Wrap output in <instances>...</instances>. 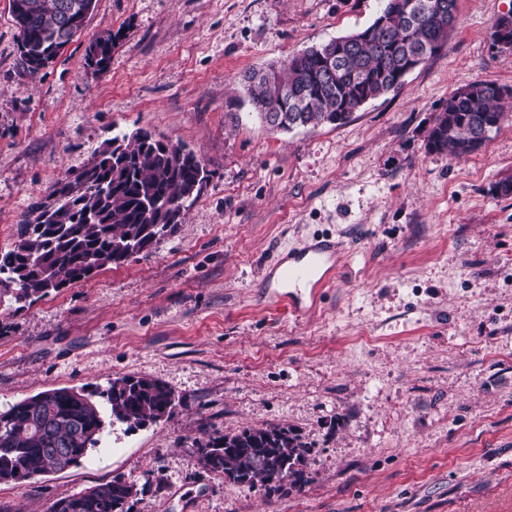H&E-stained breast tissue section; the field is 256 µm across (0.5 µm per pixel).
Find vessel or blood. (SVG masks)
Returning a JSON list of instances; mask_svg holds the SVG:
<instances>
[{
    "label": "vessel or blood",
    "instance_id": "vessel-or-blood-1",
    "mask_svg": "<svg viewBox=\"0 0 512 512\" xmlns=\"http://www.w3.org/2000/svg\"><path fill=\"white\" fill-rule=\"evenodd\" d=\"M338 250L335 241L320 238L285 261H277L274 283L266 288L265 304L301 315L307 302L317 301L335 274Z\"/></svg>",
    "mask_w": 512,
    "mask_h": 512
}]
</instances>
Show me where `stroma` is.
<instances>
[{"label": "stroma", "instance_id": "1", "mask_svg": "<svg viewBox=\"0 0 512 512\" xmlns=\"http://www.w3.org/2000/svg\"><path fill=\"white\" fill-rule=\"evenodd\" d=\"M380 0H95L37 74L0 0V250L118 131L192 150L208 178L175 230L33 303L0 294V411L56 388L165 383L171 417L106 428L79 465L0 482V512H49L114 476L130 512H512V111L463 160L428 152L437 108L512 89L492 27L512 0H457L445 49L345 124L276 131L242 78L368 26ZM117 37L109 69L89 44ZM342 242L347 272L299 317L263 305L278 257ZM369 332L373 343L356 338ZM312 443L308 481L270 493L203 467L245 427ZM113 41L112 33H108L90 44L87 51V65L94 72L103 73L108 70L112 58Z\"/></svg>", "mask_w": 512, "mask_h": 512}]
</instances>
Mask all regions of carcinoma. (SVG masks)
<instances>
[{
	"label": "carcinoma",
	"mask_w": 512,
	"mask_h": 512,
	"mask_svg": "<svg viewBox=\"0 0 512 512\" xmlns=\"http://www.w3.org/2000/svg\"><path fill=\"white\" fill-rule=\"evenodd\" d=\"M95 0H9L19 30V49L31 74L55 61L83 31L78 21L89 16ZM378 20L361 30L354 48L340 47V38L326 43L336 51V77H324V57L306 49L273 68L271 79L247 77L250 99L271 129L281 112L293 113L302 128L342 125L364 103L395 91L405 82L410 59L435 43L442 52L448 30L429 17L411 19V0H381ZM114 38L108 33L93 41L87 65L96 73L108 70ZM288 88L284 105L274 101L277 88ZM493 83L474 81L454 90L429 131L428 152L464 159L465 146L482 126L499 128L511 103L489 94ZM127 138L115 159L103 142L82 168L71 170L48 194L33 204L19 224L13 249L0 251V289L12 291L17 302L33 303L68 285L89 279L109 266L125 263L153 242L171 233L187 205L199 195L207 174L196 155L185 147H167L147 130ZM102 401L95 400V397ZM173 391L163 382L136 376L112 380L99 394L71 396L58 388L28 397L0 412V482L17 473L61 472L79 463L97 447L106 425L124 423L133 429L172 414ZM205 468L225 478L268 491L307 482L308 445L292 429L278 425L245 427L209 438L200 445ZM133 485L115 476L56 500L50 512H129Z\"/></svg>",
	"instance_id": "1"
}]
</instances>
